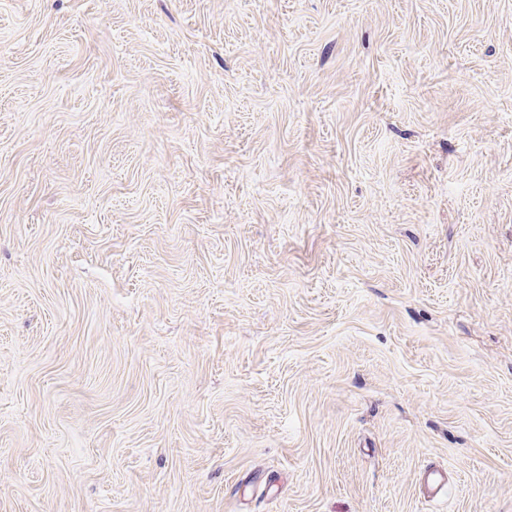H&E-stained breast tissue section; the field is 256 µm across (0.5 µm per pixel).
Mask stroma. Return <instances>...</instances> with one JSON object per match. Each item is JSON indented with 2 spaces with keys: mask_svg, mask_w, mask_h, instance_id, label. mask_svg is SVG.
<instances>
[{
  "mask_svg": "<svg viewBox=\"0 0 512 512\" xmlns=\"http://www.w3.org/2000/svg\"><path fill=\"white\" fill-rule=\"evenodd\" d=\"M0 512H512V0H0Z\"/></svg>",
  "mask_w": 512,
  "mask_h": 512,
  "instance_id": "35a3bbf8",
  "label": "stroma"
}]
</instances>
